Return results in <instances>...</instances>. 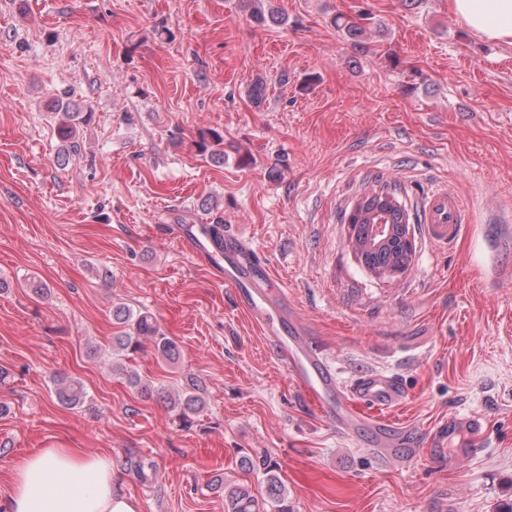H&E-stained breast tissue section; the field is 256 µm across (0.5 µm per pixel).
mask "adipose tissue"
<instances>
[{"mask_svg":"<svg viewBox=\"0 0 512 512\" xmlns=\"http://www.w3.org/2000/svg\"><path fill=\"white\" fill-rule=\"evenodd\" d=\"M475 33L512 44V0H448ZM0 512H139L123 495L112 460L78 448H38L16 462Z\"/></svg>","mask_w":512,"mask_h":512,"instance_id":"1","label":"adipose tissue"}]
</instances>
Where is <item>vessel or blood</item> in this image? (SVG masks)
I'll use <instances>...</instances> for the list:
<instances>
[{
	"instance_id": "obj_1",
	"label": "vessel or blood",
	"mask_w": 512,
	"mask_h": 512,
	"mask_svg": "<svg viewBox=\"0 0 512 512\" xmlns=\"http://www.w3.org/2000/svg\"><path fill=\"white\" fill-rule=\"evenodd\" d=\"M424 230L439 249L455 245L465 232L460 203L441 191L427 201ZM173 235L197 259L204 261L234 295L238 306L273 346L294 384L345 437H368L382 462L406 455L410 429L387 420V412L401 408L407 391L396 375L364 373L343 384L335 368L314 347L311 333L298 318L288 294L249 237L238 231L214 238L205 224H175ZM448 436L458 442L451 449L457 461L480 453L482 424L475 415L448 419Z\"/></svg>"
}]
</instances>
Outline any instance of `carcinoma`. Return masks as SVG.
<instances>
[{
	"label": "carcinoma",
	"instance_id": "carcinoma-1",
	"mask_svg": "<svg viewBox=\"0 0 512 512\" xmlns=\"http://www.w3.org/2000/svg\"><path fill=\"white\" fill-rule=\"evenodd\" d=\"M253 2L252 17L256 22L285 23V18L277 10L265 8L263 0ZM368 20L369 14L359 11L353 16L336 15L334 24L348 40L360 46L361 36L366 31L364 22ZM54 114L57 118L58 136L64 142L65 156L80 153L81 145L76 140L78 125L87 121L92 114L91 108L78 110L69 101L68 94L63 92L55 98ZM198 148L203 154L220 159L224 157V135L214 129L202 132ZM382 192L389 194L394 203L389 206L380 204ZM374 211L383 213L384 224L390 226V235L386 243L378 248L369 245L374 224L371 213ZM347 223L352 225L351 235L362 245L358 261L366 270L372 271L392 264L406 263L407 256L402 250L403 233L400 232V226L409 223V214L396 189L383 185L364 194L358 199L357 207L348 214ZM112 317L124 327L119 335L113 337L114 351L136 352L140 350L142 340L149 339L162 358L171 363L178 360V345L160 332L149 314L136 315L124 306H117L112 310ZM56 395L63 404L71 407L82 405L87 398L83 384L75 379L58 381ZM164 400L169 404L172 416L185 426L191 424V417L200 413L205 406L201 386L196 380L191 381V384L175 395H164ZM239 462L242 468L261 473L265 496L259 499L249 487L228 484L222 476L216 475L211 480L210 490L224 495L225 512H290L287 492L277 474L278 466L274 461L268 457L256 461L249 455H243Z\"/></svg>",
	"mask_w": 512,
	"mask_h": 512
}]
</instances>
